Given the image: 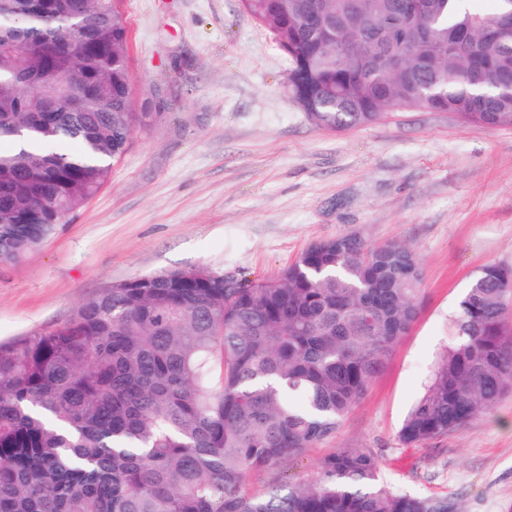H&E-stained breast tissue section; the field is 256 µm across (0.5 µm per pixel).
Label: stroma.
<instances>
[{
	"mask_svg": "<svg viewBox=\"0 0 512 512\" xmlns=\"http://www.w3.org/2000/svg\"><path fill=\"white\" fill-rule=\"evenodd\" d=\"M132 109L109 181L25 258L0 263V343L68 322L126 280L207 269L275 278L312 242L398 240L423 272L420 313L336 432L284 461L298 483L368 448L395 489L453 512H512V390L463 429L398 438L481 268H512V127L398 110L343 131L289 98L288 58L241 0H120Z\"/></svg>",
	"mask_w": 512,
	"mask_h": 512,
	"instance_id": "1",
	"label": "stroma"
}]
</instances>
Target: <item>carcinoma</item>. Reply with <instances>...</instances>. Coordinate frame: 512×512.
Wrapping results in <instances>:
<instances>
[{"label":"carcinoma","instance_id":"1","mask_svg":"<svg viewBox=\"0 0 512 512\" xmlns=\"http://www.w3.org/2000/svg\"><path fill=\"white\" fill-rule=\"evenodd\" d=\"M469 2L241 0L318 128L397 107L512 127V0L491 13ZM137 123L117 0H0V262L102 188ZM421 281L408 244L338 236L275 279L136 277L1 344L0 512H452L385 485L369 449H338L304 482L273 474L365 395L417 319ZM511 296L512 268L470 282L403 445L460 430L512 387Z\"/></svg>","mask_w":512,"mask_h":512}]
</instances>
